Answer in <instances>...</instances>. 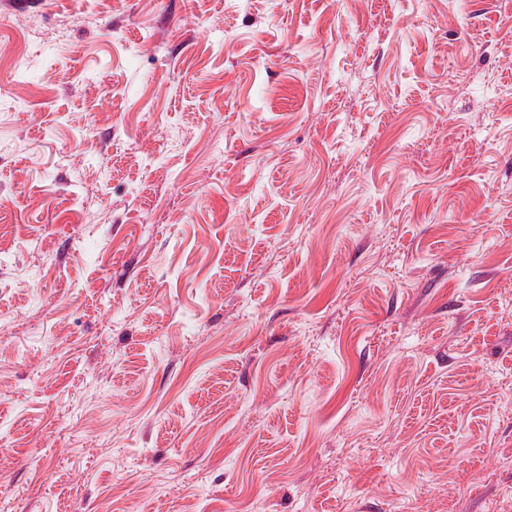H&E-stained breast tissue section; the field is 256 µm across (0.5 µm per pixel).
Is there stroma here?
Returning <instances> with one entry per match:
<instances>
[{
	"mask_svg": "<svg viewBox=\"0 0 512 512\" xmlns=\"http://www.w3.org/2000/svg\"><path fill=\"white\" fill-rule=\"evenodd\" d=\"M11 43L0 512H512V0H0Z\"/></svg>",
	"mask_w": 512,
	"mask_h": 512,
	"instance_id": "obj_1",
	"label": "stroma"
}]
</instances>
